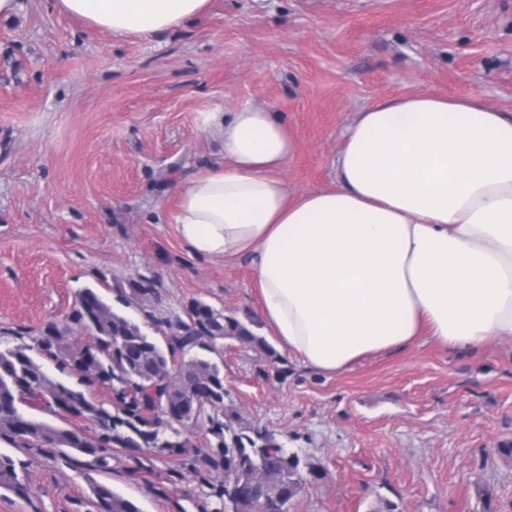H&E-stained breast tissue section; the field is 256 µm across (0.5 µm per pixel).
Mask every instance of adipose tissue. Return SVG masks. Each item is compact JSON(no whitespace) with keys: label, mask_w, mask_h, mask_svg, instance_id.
Returning <instances> with one entry per match:
<instances>
[{"label":"adipose tissue","mask_w":512,"mask_h":512,"mask_svg":"<svg viewBox=\"0 0 512 512\" xmlns=\"http://www.w3.org/2000/svg\"><path fill=\"white\" fill-rule=\"evenodd\" d=\"M208 0H57L115 36L152 35ZM219 159L176 187L197 257L249 259L279 347L323 373L420 337L512 338V115L431 93L358 109L333 188L295 192V139L270 109L205 113Z\"/></svg>","instance_id":"1"}]
</instances>
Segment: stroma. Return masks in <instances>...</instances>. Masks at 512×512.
Segmentation results:
<instances>
[{
	"label": "stroma",
	"mask_w": 512,
	"mask_h": 512,
	"mask_svg": "<svg viewBox=\"0 0 512 512\" xmlns=\"http://www.w3.org/2000/svg\"><path fill=\"white\" fill-rule=\"evenodd\" d=\"M475 95L512 114V0H209L198 20L112 36L18 0L0 18V350L68 324L89 287L147 281L163 312L196 300L253 318L247 261L191 255L175 187L214 161L207 112H277L297 192L331 188L359 108L410 94ZM225 411L299 458L288 512H512V338L450 349L429 338L325 374L281 349L224 343ZM187 455L113 448L108 467L0 444L26 494L0 512H94V484L141 512H215L224 473L191 427Z\"/></svg>",
	"instance_id": "35a3bbf8"
}]
</instances>
